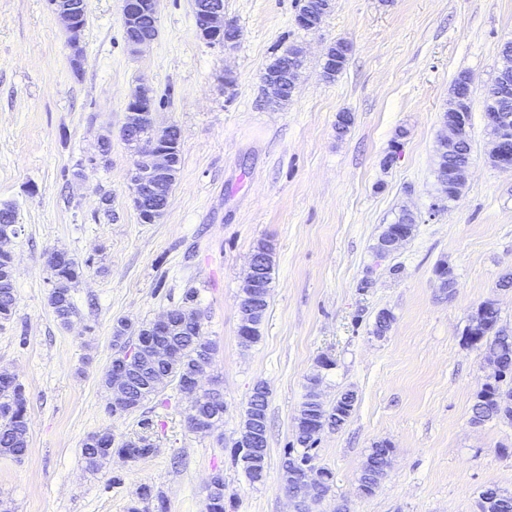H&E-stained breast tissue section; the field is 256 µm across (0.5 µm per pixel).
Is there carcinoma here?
<instances>
[{
	"instance_id": "cac0c4a2",
	"label": "carcinoma",
	"mask_w": 512,
	"mask_h": 512,
	"mask_svg": "<svg viewBox=\"0 0 512 512\" xmlns=\"http://www.w3.org/2000/svg\"><path fill=\"white\" fill-rule=\"evenodd\" d=\"M352 51L351 45L343 48L330 49L329 60L326 68L333 70L329 79H335L346 67ZM470 76L462 73L453 83V90L461 99L462 109L469 111L473 106L470 93ZM471 145L469 133H464L460 142L458 154L445 159L443 168L436 169L437 176H445L448 181V200L461 194L465 183L454 179L448 173V168L470 162ZM254 253L267 256V265L262 273V291L257 299H250L258 312L255 314L253 329L250 332L251 342H256L260 337V326L269 305L270 288L274 267L273 248L267 241H259L254 247ZM13 272V257L7 252L0 254V320L11 319L15 306L16 294L14 281L6 278ZM50 272L55 280V287L49 296V303L57 319L65 324L68 317L74 313V303L71 288L83 275L82 264L72 258L64 263L50 267ZM171 341L177 343L182 354L175 365L162 363L143 362L137 357L129 356L126 348L120 347L112 357V362L125 363L129 367L131 393L134 403L143 404L150 397L158 394L163 387H155L153 381L165 378L167 383L181 385L189 377L195 374L202 362V356H213L215 348L211 342L205 339L203 323L196 320L185 324L182 331L171 337ZM482 348L487 352L497 353L503 363L504 371L511 375L506 381L479 390L471 407V420L489 421L498 418L499 402L504 397L512 399V336L500 335L485 336L481 342ZM357 403L356 394L347 390L340 393L331 401L319 399L313 400L311 392L304 394L294 417V440L286 449L282 459L283 478L288 474L303 467L309 461H315L317 457L315 436L324 429L331 431L343 428L353 415ZM250 409L245 412L243 426L250 425V418L256 416L260 419L259 435L255 438V445L247 451L240 448L234 449V461L240 464L250 482H260L264 478L267 464V406L268 391L264 384H256L248 400ZM28 400L25 387L16 381L12 384L0 383V454L11 456L17 460L22 459L28 451V439L22 430L28 425L27 416ZM110 448L124 458L131 461L145 460L152 456L156 448L148 437L138 435L129 437L120 442H115L112 430L109 428L92 432L86 436L82 443V454L89 466L95 467L109 455L95 456V449ZM392 447L386 441L378 442L372 446L363 463L359 486L362 494L368 496L375 492L378 484L373 480V474L385 473L389 464ZM483 496L497 497L499 508L495 512H512V494H505L495 486H489L481 492ZM157 500L162 501L161 495L155 493L149 485H143L137 493V500L129 507V512H147L146 504ZM206 512H225L224 505V476L216 473L212 476L206 494Z\"/></svg>"
}]
</instances>
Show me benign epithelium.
<instances>
[{
	"label": "benign epithelium",
	"instance_id": "1",
	"mask_svg": "<svg viewBox=\"0 0 512 512\" xmlns=\"http://www.w3.org/2000/svg\"><path fill=\"white\" fill-rule=\"evenodd\" d=\"M52 11L57 15L66 30L70 33L72 55L70 63L73 71L81 69L83 50L80 46V34L83 29L86 3L85 0H49ZM158 0H122L121 21L127 32V44L134 52L151 45L157 38L158 32L145 34L141 32L145 20H157ZM194 17L196 30L203 39L224 45L230 49L239 40L240 33L224 18V4L219 0H195ZM300 67L290 64L283 71L266 72L262 80L268 91L270 103L278 105L286 99V85L296 84ZM154 97L152 91L138 87L129 97L126 104L125 123L122 136L126 137L143 128H152L157 132L150 141H133L131 145L137 149V159L131 172L132 201L140 219L145 224H155L161 220L167 211L171 192L174 186L175 173L179 166L180 152L178 146L168 143L164 136L165 128L155 125L153 112ZM465 113L462 112L457 96H452L448 114L443 117L444 133L441 140L448 144V149L456 147L461 133L466 129ZM489 154L494 157L495 167L502 170H512V148L502 137L491 140ZM410 235L398 233L389 236L378 249L379 257L385 258L394 253ZM173 327L170 311H165L152 320L143 335L151 340L143 344L144 352L153 360L165 364H173L180 357V350L172 343L156 341L154 337L164 336ZM485 327L478 321L476 314L468 316L466 330L468 343L477 346L479 336ZM484 361L491 369L485 377L484 384L498 382L501 379V362L499 357L491 352L484 354ZM205 372L198 373L191 381L180 386V392L189 397L191 404H196L199 395L204 392L202 387ZM109 390L112 407L134 408L130 379L126 370L114 368L109 373ZM317 475L306 470L293 476V480L285 482V490L295 499V506H306L314 503L316 497Z\"/></svg>",
	"mask_w": 512,
	"mask_h": 512
}]
</instances>
